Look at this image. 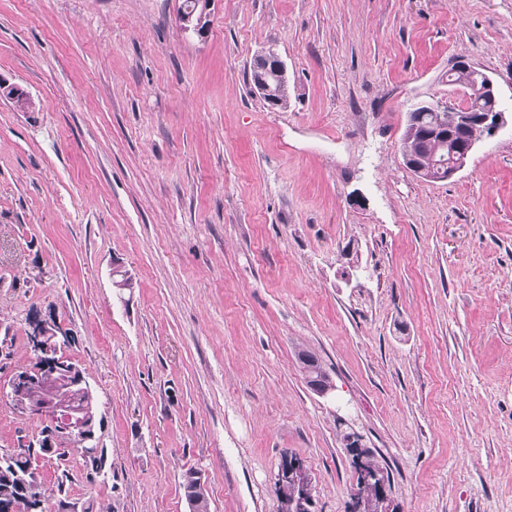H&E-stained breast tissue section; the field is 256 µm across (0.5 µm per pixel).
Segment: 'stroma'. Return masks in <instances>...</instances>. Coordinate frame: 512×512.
<instances>
[{"label": "stroma", "mask_w": 512, "mask_h": 512, "mask_svg": "<svg viewBox=\"0 0 512 512\" xmlns=\"http://www.w3.org/2000/svg\"><path fill=\"white\" fill-rule=\"evenodd\" d=\"M177 7L0 0V79L34 102L0 100V384L48 312L102 415V469L41 460L46 496L189 512L191 469L212 512H278L296 455L347 512L350 427L397 512H512V130L443 182L400 150L461 61L512 114V0H215L203 38ZM269 46L284 109L251 85ZM45 424L0 398V453Z\"/></svg>", "instance_id": "35a3bbf8"}]
</instances>
